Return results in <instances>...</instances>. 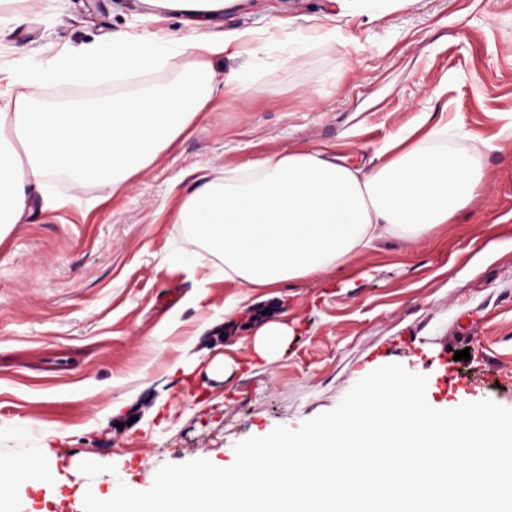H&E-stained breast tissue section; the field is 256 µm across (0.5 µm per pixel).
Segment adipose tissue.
<instances>
[{
    "label": "adipose tissue",
    "mask_w": 512,
    "mask_h": 512,
    "mask_svg": "<svg viewBox=\"0 0 512 512\" xmlns=\"http://www.w3.org/2000/svg\"><path fill=\"white\" fill-rule=\"evenodd\" d=\"M143 2L154 13H181L188 35L173 42L118 32L58 53L53 67L34 66L0 84V237L23 220L32 201L45 210L68 205V198L44 194L49 180L63 175L76 189L100 185L119 192L217 93L241 92L236 74L218 71L213 60L249 42L250 33L203 29L238 0ZM173 53L180 56L174 83L102 101L50 104L43 98L53 83L151 74ZM376 155L380 163L367 173L321 149L273 156L245 176L197 181L174 221L221 258L225 279L276 288L321 279L386 233L420 243L470 206L483 179L475 154L449 148L442 119L417 139L395 136Z\"/></svg>",
    "instance_id": "1"
}]
</instances>
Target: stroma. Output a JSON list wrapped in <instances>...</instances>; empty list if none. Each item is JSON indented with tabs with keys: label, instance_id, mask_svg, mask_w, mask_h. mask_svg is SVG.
<instances>
[{
	"label": "stroma",
	"instance_id": "1",
	"mask_svg": "<svg viewBox=\"0 0 512 512\" xmlns=\"http://www.w3.org/2000/svg\"><path fill=\"white\" fill-rule=\"evenodd\" d=\"M0 25V77L65 45L118 30L182 37L184 18L139 0H15ZM339 41L289 48L312 26ZM213 29H244L266 53L221 56L245 89L218 95L189 131L117 195L32 209L0 238V461H42L0 512H85L119 485L144 492L166 464L227 468L235 446L333 410L397 363L426 376L438 410L490 399L512 408V0H243ZM176 66L148 81L169 83ZM146 79L53 84L52 98L133 94ZM448 118L449 147L476 151L478 198L417 245L388 234L318 281L242 295L223 261L172 213L222 169L323 148L355 167L419 116ZM497 242L489 256L481 250ZM292 327L273 362L251 351L260 317ZM469 349V360L453 354ZM231 371H216L217 363Z\"/></svg>",
	"mask_w": 512,
	"mask_h": 512
}]
</instances>
